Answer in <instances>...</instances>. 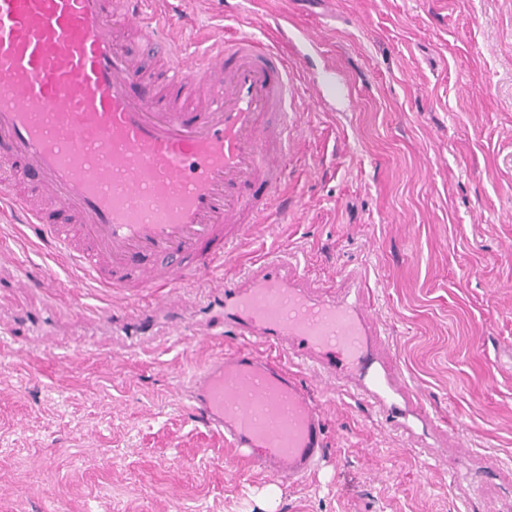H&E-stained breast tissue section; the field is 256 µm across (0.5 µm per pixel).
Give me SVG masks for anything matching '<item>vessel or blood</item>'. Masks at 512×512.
<instances>
[{
  "instance_id": "1",
  "label": "vessel or blood",
  "mask_w": 512,
  "mask_h": 512,
  "mask_svg": "<svg viewBox=\"0 0 512 512\" xmlns=\"http://www.w3.org/2000/svg\"><path fill=\"white\" fill-rule=\"evenodd\" d=\"M153 0H0V203L49 242L82 281L130 299L151 326L201 268L223 267L252 225L288 220L287 154L299 138L293 82L253 33L192 52L178 16ZM168 66L164 87L138 68L129 31ZM202 307L241 347L187 376L189 408L259 466L297 482L319 466L325 423L293 372L264 356L285 350L343 379L360 363L374 319L305 287L272 251L227 274Z\"/></svg>"
}]
</instances>
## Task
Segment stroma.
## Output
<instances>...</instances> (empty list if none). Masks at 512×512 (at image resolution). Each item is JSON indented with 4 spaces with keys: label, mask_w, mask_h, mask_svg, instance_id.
Returning <instances> with one entry per match:
<instances>
[{
    "label": "stroma",
    "mask_w": 512,
    "mask_h": 512,
    "mask_svg": "<svg viewBox=\"0 0 512 512\" xmlns=\"http://www.w3.org/2000/svg\"><path fill=\"white\" fill-rule=\"evenodd\" d=\"M224 2L181 8L228 38L287 18L302 129L288 221L257 225L242 260L282 251L310 287L369 301V354L427 419L387 426L355 381L297 369L326 455L303 482L271 480L182 394L238 337L113 324L122 298L77 287L0 212L17 335L0 342V512H457L470 496L512 512V0H243L238 20ZM330 76L323 106L308 84Z\"/></svg>",
    "instance_id": "obj_1"
}]
</instances>
